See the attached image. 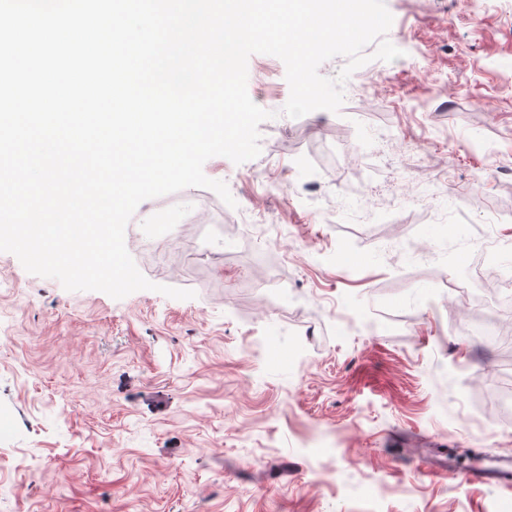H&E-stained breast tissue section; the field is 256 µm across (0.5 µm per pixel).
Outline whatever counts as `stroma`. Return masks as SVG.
<instances>
[{
    "mask_svg": "<svg viewBox=\"0 0 512 512\" xmlns=\"http://www.w3.org/2000/svg\"><path fill=\"white\" fill-rule=\"evenodd\" d=\"M462 2L385 0L403 55L366 47L336 114L283 115L284 63L250 57L261 153L203 167L235 206L145 200L154 258L125 231L195 298L68 291L0 252V512H512L443 475L512 452V287L477 288L471 246L512 240V0Z\"/></svg>",
    "mask_w": 512,
    "mask_h": 512,
    "instance_id": "1",
    "label": "stroma"
}]
</instances>
